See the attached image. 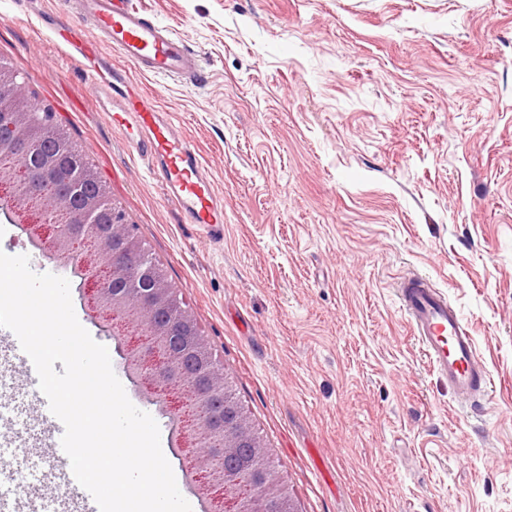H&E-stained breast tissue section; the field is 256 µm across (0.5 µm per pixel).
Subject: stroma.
Wrapping results in <instances>:
<instances>
[{
    "mask_svg": "<svg viewBox=\"0 0 512 512\" xmlns=\"http://www.w3.org/2000/svg\"><path fill=\"white\" fill-rule=\"evenodd\" d=\"M198 52L129 71L224 201L186 223L84 68L0 0V59L94 162L209 341L298 512H512V0H136ZM0 251L64 276L16 225ZM428 277L491 378L458 405L401 312ZM38 382L0 388V462L31 512L62 487Z\"/></svg>",
    "mask_w": 512,
    "mask_h": 512,
    "instance_id": "35a3bbf8",
    "label": "stroma"
}]
</instances>
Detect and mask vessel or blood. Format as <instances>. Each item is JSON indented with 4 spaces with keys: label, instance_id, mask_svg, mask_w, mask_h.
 Returning <instances> with one entry per match:
<instances>
[{
    "label": "vessel or blood",
    "instance_id": "vessel-or-blood-1",
    "mask_svg": "<svg viewBox=\"0 0 512 512\" xmlns=\"http://www.w3.org/2000/svg\"><path fill=\"white\" fill-rule=\"evenodd\" d=\"M49 30L67 55L78 61L88 59L102 44L139 71L156 77L192 82L202 76L200 57L169 28L146 19L134 0H65L64 10L51 17ZM85 73L111 100L113 120L136 129L133 150L148 162L187 223L219 233L224 226V203L195 145L173 131L153 100L124 91L125 71L108 72L98 62L86 67ZM399 299L414 335L436 371L447 377L453 393L464 400L485 393L491 379L467 323L447 297L426 280L411 279L400 287ZM0 346L13 353L19 371L35 376L31 359L10 330L0 331Z\"/></svg>",
    "mask_w": 512,
    "mask_h": 512
}]
</instances>
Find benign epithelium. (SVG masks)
<instances>
[{
	"mask_svg": "<svg viewBox=\"0 0 512 512\" xmlns=\"http://www.w3.org/2000/svg\"><path fill=\"white\" fill-rule=\"evenodd\" d=\"M14 73L0 66V146H13L26 156L40 149L38 139L25 135L26 113L16 93L29 97L23 84L13 85ZM79 178L67 184L49 179L48 196L33 206L28 172L16 162L0 170V214L50 250V260L78 264L80 288L100 332L123 348V369L134 390L147 392L168 418L171 435L181 448L182 465L191 487L208 501L209 512H272L271 505L287 497L277 469L264 462L257 490L250 499L234 493L236 476L215 465V459L248 446L262 448L248 416L240 409L223 368L213 359L209 343L198 336L191 343L173 344L190 316L159 276L150 287L120 271L127 265L154 268L139 251L132 225L108 201L72 204Z\"/></svg>",
	"mask_w": 512,
	"mask_h": 512,
	"instance_id": "1",
	"label": "benign epithelium"
}]
</instances>
